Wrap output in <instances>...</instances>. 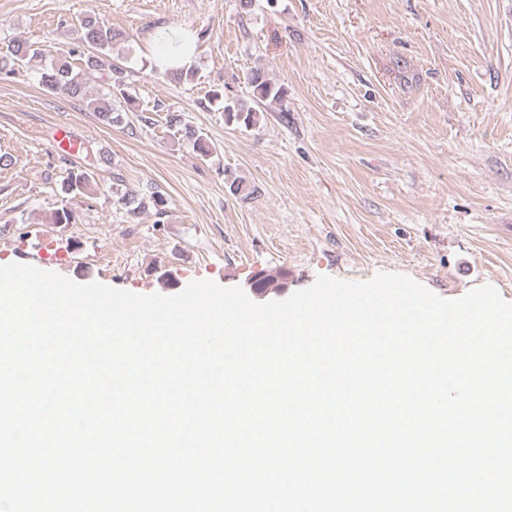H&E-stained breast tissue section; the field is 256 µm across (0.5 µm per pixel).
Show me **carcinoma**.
I'll return each mask as SVG.
<instances>
[{
  "instance_id": "carcinoma-1",
  "label": "carcinoma",
  "mask_w": 512,
  "mask_h": 512,
  "mask_svg": "<svg viewBox=\"0 0 512 512\" xmlns=\"http://www.w3.org/2000/svg\"><path fill=\"white\" fill-rule=\"evenodd\" d=\"M79 36L75 47L57 54L51 59L50 65L43 69L40 79L42 84L51 91H60L70 98L86 97V89L89 81L98 79L104 83L112 81V76H104L100 56L112 52L117 43L118 35L105 23L92 17L81 20ZM194 38L191 31H187L182 37L176 38L162 32L158 34V41L164 46L169 55H174L181 48L189 45ZM91 48L94 54L87 55L85 50ZM75 56L85 57L84 65L77 68L71 62ZM46 58V53L36 42L28 40H15L8 46L7 52L0 55V71L13 72L23 69L36 59ZM246 82L251 88L252 104H247L239 98H231L223 91H214L213 98L223 101L224 118L227 123H235L246 128L254 126L259 121V108L271 107L282 103L285 91L273 79L260 68L250 70L246 75ZM94 111L99 120L106 124L119 122V115L115 114L112 100L103 97L91 100ZM170 126L181 127L184 137L192 144L194 150L203 158L212 154V147L207 138L199 134L195 129L183 123L179 114L169 115ZM93 177L82 168L73 166L66 170V176L62 181V192L70 199L82 198L92 191ZM149 202L154 210L156 223H161L167 216L166 196L160 192H154L149 197Z\"/></svg>"
}]
</instances>
